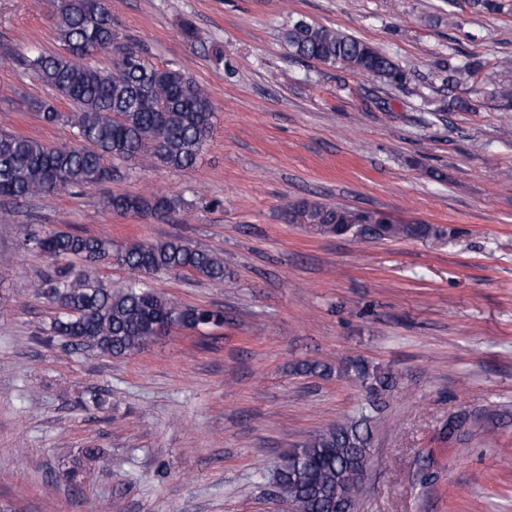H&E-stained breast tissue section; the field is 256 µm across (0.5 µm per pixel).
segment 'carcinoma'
Returning <instances> with one entry per match:
<instances>
[{
	"label": "carcinoma",
	"instance_id": "cac0c4a2",
	"mask_svg": "<svg viewBox=\"0 0 512 512\" xmlns=\"http://www.w3.org/2000/svg\"><path fill=\"white\" fill-rule=\"evenodd\" d=\"M53 29L61 51L20 54L24 69L53 88L72 109L64 114L54 103L38 104L48 125L64 122L74 144L53 146L0 130V199L21 203L72 187L99 186L119 176L107 159L126 163L152 159L174 171L192 168L213 129L214 109L208 92L179 68L159 67L140 47L118 43L107 0H51ZM295 56L371 75L385 85L400 86L407 74L388 55L342 31L303 19L287 32ZM113 52L112 65L88 62L97 52ZM114 213L160 218L185 210L182 196L118 193L106 197ZM293 216L340 235L362 224H375L381 239L426 237V224H401L381 210H355L299 202ZM31 248L56 261L35 286L56 308L50 334L77 350L113 357L140 350L173 328L198 329L224 321L221 311L181 305L151 290L144 278L162 272L190 273L214 284L224 282V262L212 252L173 237L110 252L100 236L53 231L33 233ZM113 258L129 274L114 292L93 278L88 266ZM351 378L367 392V405L286 456L278 487L291 512H330L338 499H349L367 473L370 453L367 409L395 383L363 362L349 366Z\"/></svg>",
	"mask_w": 512,
	"mask_h": 512
}]
</instances>
